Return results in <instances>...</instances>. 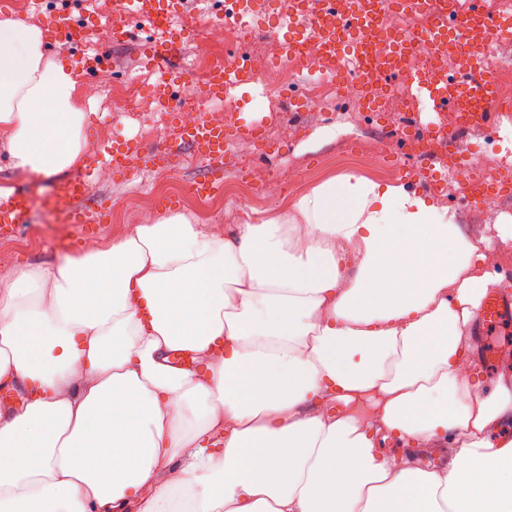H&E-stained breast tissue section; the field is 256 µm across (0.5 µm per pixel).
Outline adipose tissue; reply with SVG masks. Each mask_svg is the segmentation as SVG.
I'll return each mask as SVG.
<instances>
[{
  "mask_svg": "<svg viewBox=\"0 0 512 512\" xmlns=\"http://www.w3.org/2000/svg\"><path fill=\"white\" fill-rule=\"evenodd\" d=\"M87 123L42 29L0 22L12 168H77ZM496 230L347 176L222 237L173 212L14 269L0 512H512V372L484 387L468 335Z\"/></svg>",
  "mask_w": 512,
  "mask_h": 512,
  "instance_id": "adipose-tissue-1",
  "label": "adipose tissue"
}]
</instances>
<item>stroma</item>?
I'll return each mask as SVG.
<instances>
[{"label":"stroma","mask_w":512,"mask_h":512,"mask_svg":"<svg viewBox=\"0 0 512 512\" xmlns=\"http://www.w3.org/2000/svg\"><path fill=\"white\" fill-rule=\"evenodd\" d=\"M112 14V0H77L73 15L85 22L89 38L105 45L109 66L103 71L104 82L121 84L132 80H149L150 74L139 62V45L148 31L142 21L133 15L127 16L126 25L134 36L126 43L111 44L109 18ZM263 87L261 83L226 88L225 94L232 103L236 119L251 121L255 115H269L263 138L258 140L234 139L230 142L228 155L224 160L225 181L244 182L247 175L246 161L264 164L279 171L285 167L297 169L303 176L300 183L287 189L282 198L269 202L262 189H251L247 198L222 196L219 203L206 208L196 203L191 186L200 172L199 166L185 164V157L191 156V149H183L174 155V186L166 196H155L153 216L160 217L173 211L193 215L198 223L241 224L258 223L290 212L293 202L323 182L345 175H360V168L354 163L357 150L367 149L372 139L380 134H393V127L384 125L381 113H372L367 120L349 118L346 109L333 100L323 102L301 101L294 105L286 102L281 95H274L272 104L260 105ZM152 112L130 116L124 109L91 112L88 138L85 144V159H92L99 153L97 135L103 122H110L113 130L119 131L122 139H137L144 152L154 148L149 138V123ZM498 135L491 136L479 130L457 134V141L466 143L469 152L468 164L479 165L499 159L512 163V140L505 134L512 127V112H500L493 116ZM143 179L142 172L130 176L116 175L110 181L94 183L91 195L85 203L89 217L105 213L97 238L107 243L120 236L122 224L117 220V207L122 203L137 202V190ZM58 179L21 173L10 166L6 145L0 139V186L26 190L31 197V208L15 240L0 239V261L10 268L25 265H50L63 255L79 254L82 244L63 246L62 241L70 236L71 229L65 223L55 205V190ZM472 341L478 353H490L494 361L480 367V375L492 380L512 366V357H505L504 348H512V325L476 333Z\"/></svg>","instance_id":"stroma-1"}]
</instances>
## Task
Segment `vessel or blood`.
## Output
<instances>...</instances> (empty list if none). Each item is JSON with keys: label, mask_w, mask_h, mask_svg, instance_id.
<instances>
[{"label": "vessel or blood", "mask_w": 512, "mask_h": 512, "mask_svg": "<svg viewBox=\"0 0 512 512\" xmlns=\"http://www.w3.org/2000/svg\"><path fill=\"white\" fill-rule=\"evenodd\" d=\"M227 3L229 14L239 21L269 14L273 6V0H227ZM395 3L410 12L432 16L435 23L426 30V39L436 48L458 57L459 66L431 77L407 69L404 56L408 36L387 32L381 25L383 14ZM178 10L179 0H112L117 42H126L130 37L122 25L127 14L137 15L152 30V37L140 44L141 62L160 72L154 92L161 98L172 92L170 57L195 32L194 27L175 25ZM287 28V38L279 43L281 57L296 54L302 40L313 35L332 64L359 73L365 70L372 39H383L386 53L380 65V76L386 82L406 87L414 112L429 117L428 122L418 121L411 125L410 135L431 137L437 128L436 117L448 110L458 112L462 129L479 126L488 131L492 128L491 116L501 109L488 71V39L492 36L511 37L512 21L490 16L481 0H293ZM46 31L51 39L65 37L76 42L83 33L82 27L65 9L49 13ZM252 79L253 75L245 65L220 67L211 72L203 87L206 95L211 96ZM229 131V125L211 121L189 132L175 129L154 157L160 160L183 148H192L206 164L204 173L194 181L192 189L198 196H209L222 187L221 165ZM109 156L113 171L121 174L137 170L145 160L141 149L128 142L113 144ZM446 166V155L434 153L419 157L416 168L408 173L409 182L417 187L435 189L440 182V171ZM57 190L67 202L65 221L72 226L73 239L97 234L99 225L88 223L80 207L92 190L88 173H80L60 183ZM30 207L31 199L21 189L0 203L1 239L17 233ZM477 320L483 330L511 323L512 295L496 288L488 289Z\"/></svg>", "instance_id": "b4317fda"}]
</instances>
